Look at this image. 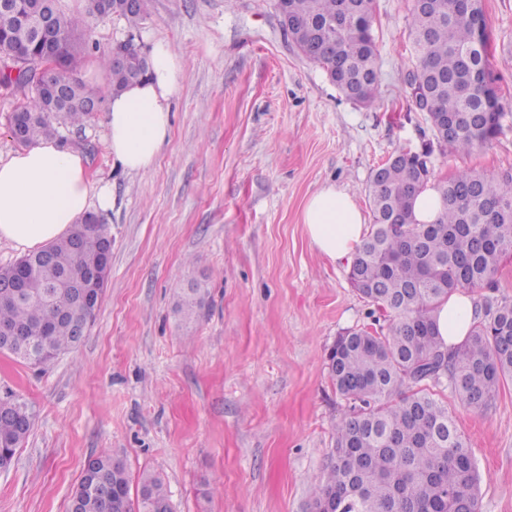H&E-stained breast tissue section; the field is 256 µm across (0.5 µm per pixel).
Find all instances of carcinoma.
Segmentation results:
<instances>
[{
  "label": "carcinoma",
  "instance_id": "carcinoma-1",
  "mask_svg": "<svg viewBox=\"0 0 512 512\" xmlns=\"http://www.w3.org/2000/svg\"><path fill=\"white\" fill-rule=\"evenodd\" d=\"M288 17L305 22L291 39L308 60L328 72H366L372 81L357 102L376 101L379 53L372 35L373 0H284ZM54 48H63L70 100L61 112L45 109L31 86L32 65L49 56L32 43L30 66L17 78L0 74V83L26 90L19 106L28 119L19 144L29 146L56 132L61 119L81 125L88 118L82 101L91 90L76 76V58L97 45L83 39L92 23L83 14L48 9ZM407 28L413 56L408 84L426 90L422 112H446L457 119L481 112L477 125L460 123L451 138L431 127L432 140L421 152L398 150L378 169L381 181L369 182L373 216L349 280L372 309L369 325L348 328L336 337L328 355L329 374L348 402L336 424L323 476L313 490V512H481L480 475L467 438L433 387L451 390L468 407L488 408L504 381L512 380V303L484 299L475 305L476 322L465 341L448 351L438 341L433 313L458 290L494 286L502 257L512 253V222L490 215L474 186L512 209V172L488 177L462 171L435 182L441 203L434 224L412 215L415 195L433 179V147L470 153L489 144L500 131L501 105L488 82V32L480 0L465 8L459 0H427L412 7ZM27 39L16 16L0 9V57L15 53ZM99 61L118 90L132 81L133 68L112 64V52ZM103 224H76L60 240L26 255L4 269L25 285L21 297L0 292V326L21 328L7 352L17 358L21 346L36 342L44 361L77 346L75 324L90 327L78 296L84 264L99 255ZM207 289L196 284L177 292L175 312L184 322L197 319ZM386 324H380V321ZM25 407L0 400V456L13 459L28 437L31 419L17 418ZM123 461L101 451L88 461L73 493L79 512H172L163 480L142 476L137 499L130 497Z\"/></svg>",
  "mask_w": 512,
  "mask_h": 512
}]
</instances>
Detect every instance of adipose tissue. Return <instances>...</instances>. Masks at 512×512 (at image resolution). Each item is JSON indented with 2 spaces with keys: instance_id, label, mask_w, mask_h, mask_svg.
<instances>
[{
  "instance_id": "ef3b65f1",
  "label": "adipose tissue",
  "mask_w": 512,
  "mask_h": 512,
  "mask_svg": "<svg viewBox=\"0 0 512 512\" xmlns=\"http://www.w3.org/2000/svg\"><path fill=\"white\" fill-rule=\"evenodd\" d=\"M146 78L108 93L106 143L123 170L149 172L171 130V100L177 92L182 60L166 41L150 50ZM112 205L109 186H93L85 160L74 149L38 142L0 160V241L20 249L48 245L64 236L91 207ZM302 223L311 246L332 261H353L366 234L363 212L352 195L329 185L307 199ZM440 343L461 344L475 322L474 302L455 293L434 313Z\"/></svg>"
}]
</instances>
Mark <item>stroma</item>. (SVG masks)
I'll list each match as a JSON object with an SVG mask.
<instances>
[{
    "label": "stroma",
    "instance_id": "35a3bbf8",
    "mask_svg": "<svg viewBox=\"0 0 512 512\" xmlns=\"http://www.w3.org/2000/svg\"><path fill=\"white\" fill-rule=\"evenodd\" d=\"M501 131L468 154L434 151L435 179L512 171V0H482ZM412 0H374L380 58L374 105L346 99L284 32L274 0H153L138 30L109 17L88 41L158 39L182 57L172 128L153 169L112 163L105 116L59 123L92 183L112 189L102 219L112 266L83 341L34 366L0 352V398L32 428L0 470V512H69L87 461L123 458L132 481L160 475L174 512H311L312 490L347 403L327 354L370 306L349 264L310 247L301 222L312 193L333 184L368 208L367 185L394 150L432 138L405 71ZM208 291L186 323L175 289ZM438 397L467 437L482 512H512V381L487 410Z\"/></svg>",
    "mask_w": 512,
    "mask_h": 512
}]
</instances>
